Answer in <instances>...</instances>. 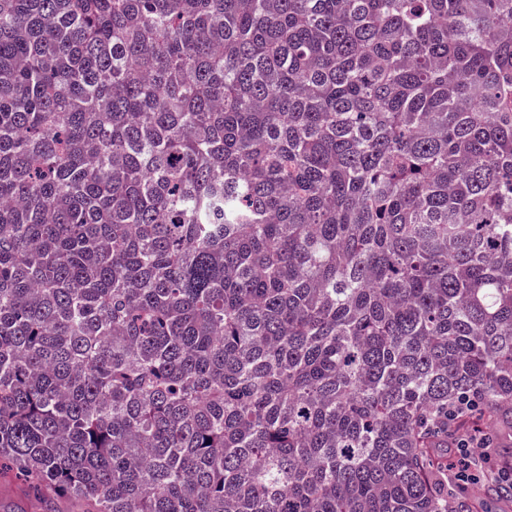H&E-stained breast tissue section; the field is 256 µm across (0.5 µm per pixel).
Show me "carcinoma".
Segmentation results:
<instances>
[{
  "mask_svg": "<svg viewBox=\"0 0 512 512\" xmlns=\"http://www.w3.org/2000/svg\"><path fill=\"white\" fill-rule=\"evenodd\" d=\"M512 460V0H0V475L42 512H470ZM477 405L476 400H470L467 397L463 404L458 405L460 413L448 416V428H451V435L456 442L457 455L459 456L457 464L453 462L449 466L456 469V480L465 485L479 482L480 478L473 470L472 465H474L476 459L485 458L487 449L490 448L485 434L461 430L460 418L464 415L471 416L474 414ZM465 410H467L466 413H461Z\"/></svg>",
  "mask_w": 512,
  "mask_h": 512,
  "instance_id": "obj_1",
  "label": "carcinoma"
}]
</instances>
